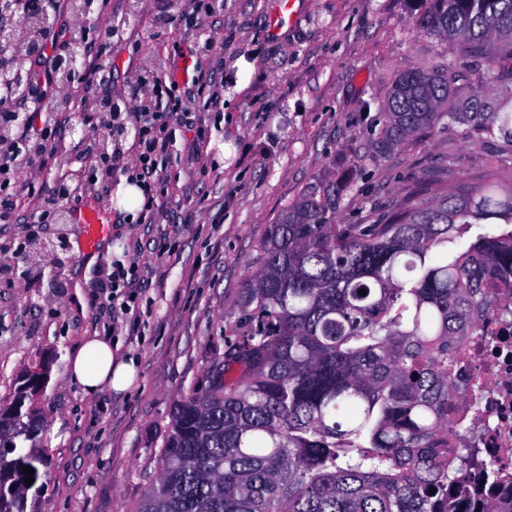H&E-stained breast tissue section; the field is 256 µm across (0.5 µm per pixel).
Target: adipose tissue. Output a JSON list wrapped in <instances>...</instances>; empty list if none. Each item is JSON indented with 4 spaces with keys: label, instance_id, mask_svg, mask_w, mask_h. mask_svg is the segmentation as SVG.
Returning a JSON list of instances; mask_svg holds the SVG:
<instances>
[{
    "label": "adipose tissue",
    "instance_id": "obj_1",
    "mask_svg": "<svg viewBox=\"0 0 512 512\" xmlns=\"http://www.w3.org/2000/svg\"><path fill=\"white\" fill-rule=\"evenodd\" d=\"M67 374L84 394L94 395L106 388L127 389L135 369L113 353L109 341L93 337L86 339L70 357Z\"/></svg>",
    "mask_w": 512,
    "mask_h": 512
}]
</instances>
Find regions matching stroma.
Masks as SVG:
<instances>
[{
	"mask_svg": "<svg viewBox=\"0 0 512 512\" xmlns=\"http://www.w3.org/2000/svg\"><path fill=\"white\" fill-rule=\"evenodd\" d=\"M294 24L269 30L278 0H223L220 12L194 30L188 0H105L98 25L125 19L124 35L106 42L113 98L131 82L155 74L184 81L195 66L230 80L239 56L254 61L248 89L225 98L222 112L196 109L207 140L190 153L176 136L164 160L168 193L142 223L130 222L115 194L85 205L110 213L107 250L95 260L79 252L77 224H39L32 232L46 249L66 240L69 257L53 267L34 260L23 220L32 210L19 194L17 224H0V400L17 376L39 371L56 356L50 380L36 399L46 422L51 457L35 512H132L158 472L160 435L169 412L211 353L219 332H232L243 286L259 262L270 224L305 191L333 179L348 186L336 206L340 224H368L412 191L429 200L453 192L457 181L494 182L512 189V145L467 123L422 129L380 155L367 110L389 96L397 76L456 51L417 29L420 0H299ZM171 20L159 25V11ZM213 49L193 55L197 33ZM55 154L42 174L19 169L18 186L40 178L51 190L57 171L77 170L70 112L57 115ZM237 151L224 158V143ZM134 267L145 287L134 326L111 329L98 309L101 281L111 263ZM101 336L135 361L124 392L88 396L65 368L83 340Z\"/></svg>",
	"mask_w": 512,
	"mask_h": 512,
	"instance_id": "stroma-1",
	"label": "stroma"
}]
</instances>
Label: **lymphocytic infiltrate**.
<instances>
[{"mask_svg":"<svg viewBox=\"0 0 512 512\" xmlns=\"http://www.w3.org/2000/svg\"><path fill=\"white\" fill-rule=\"evenodd\" d=\"M43 0H12L10 20L18 26L16 43L35 42L44 50L25 59L31 80L24 97L16 98L15 106L21 120L12 123L10 137L25 146L27 165L44 163L52 152L51 135L57 129L55 113L42 110L46 94L53 93L61 106H68L70 96L61 92L62 84L55 78L56 61L72 47L77 32L76 13L67 11L61 23L43 29L22 28V20ZM192 91L182 90L175 81L155 77L140 79L133 89L132 105L117 117L114 124L133 130V152H126L122 143L110 148L113 169L131 173L145 197L144 212H152L157 199L164 192L165 179L158 169V159L168 154L177 128L187 126L196 102H203L209 111L224 107V85L215 81L206 71L195 70L191 79Z\"/></svg>","mask_w":512,"mask_h":512,"instance_id":"lymphocytic-infiltrate-1","label":"lymphocytic infiltrate"}]
</instances>
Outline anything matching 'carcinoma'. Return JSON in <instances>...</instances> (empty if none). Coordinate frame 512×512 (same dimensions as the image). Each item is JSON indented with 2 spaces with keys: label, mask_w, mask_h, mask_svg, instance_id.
<instances>
[{
  "label": "carcinoma",
  "mask_w": 512,
  "mask_h": 512,
  "mask_svg": "<svg viewBox=\"0 0 512 512\" xmlns=\"http://www.w3.org/2000/svg\"><path fill=\"white\" fill-rule=\"evenodd\" d=\"M426 2L418 27L482 58L497 108L481 87L449 108L458 61H431L398 75L373 149L462 120L512 144V0ZM340 190L314 187L269 225L234 333L174 403L133 512H459L463 498L500 512L469 485L473 468L501 479L498 461L448 447L461 337L512 323L494 292L512 275V229L448 245L472 224H512V189L462 182L371 224L336 223ZM42 384L27 374L0 405V512H28L25 480L47 474Z\"/></svg>",
  "instance_id": "carcinoma-1"
}]
</instances>
